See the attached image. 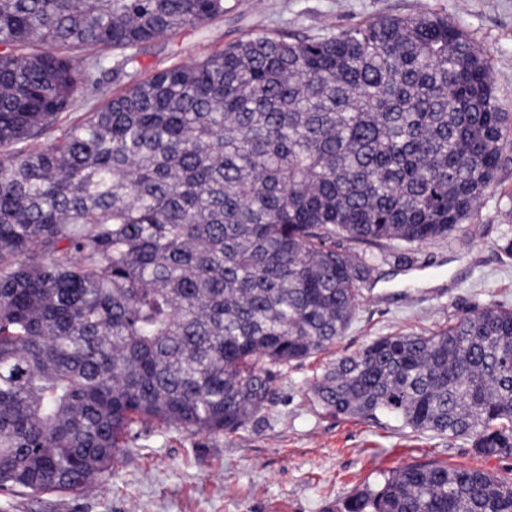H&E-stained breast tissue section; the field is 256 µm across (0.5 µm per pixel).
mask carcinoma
Instances as JSON below:
<instances>
[{
	"label": "carcinoma",
	"instance_id": "obj_1",
	"mask_svg": "<svg viewBox=\"0 0 512 512\" xmlns=\"http://www.w3.org/2000/svg\"><path fill=\"white\" fill-rule=\"evenodd\" d=\"M222 15L0 0V491L75 493L143 430L245 428L352 323L373 268L339 241L448 236L512 146L485 59L436 14L249 36L67 119L106 52ZM312 396L512 456V309L379 337ZM347 509L512 512V483L410 465Z\"/></svg>",
	"mask_w": 512,
	"mask_h": 512
}]
</instances>
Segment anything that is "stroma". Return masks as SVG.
<instances>
[{
    "label": "stroma",
    "instance_id": "35a3bbf8",
    "mask_svg": "<svg viewBox=\"0 0 512 512\" xmlns=\"http://www.w3.org/2000/svg\"><path fill=\"white\" fill-rule=\"evenodd\" d=\"M436 13L464 29L486 58L503 111L512 114V0H225L223 16L151 42L132 64L109 55L81 114L132 82L198 59L245 35L318 37L386 16ZM512 150L474 214L451 235L419 246L347 243L375 271L346 334L329 352L286 367L273 403L234 434L176 429L141 435L107 477L75 495L0 493V512H345L384 472L434 463L480 468L512 480V456H478L470 441L416 434L386 419L334 418L311 384L337 358L372 340L428 333L462 307L512 308Z\"/></svg>",
    "mask_w": 512,
    "mask_h": 512
}]
</instances>
